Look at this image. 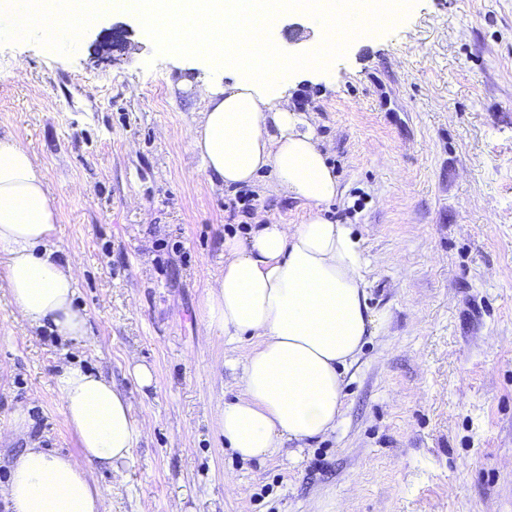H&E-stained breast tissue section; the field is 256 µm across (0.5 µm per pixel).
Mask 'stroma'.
<instances>
[{
	"mask_svg": "<svg viewBox=\"0 0 512 512\" xmlns=\"http://www.w3.org/2000/svg\"><path fill=\"white\" fill-rule=\"evenodd\" d=\"M117 24L126 44L95 55ZM59 31L0 11V136L49 180L90 333H33L0 288V429L25 410L44 447L78 454L52 384L67 357L131 392L142 429L123 478L97 474L104 512H512V0H404L312 70L314 18L273 24L293 67L270 86L315 118L343 191L322 214L361 238L383 322L335 430L247 460L219 413L248 344L205 335L201 314L244 220L189 137L215 72L130 16L78 43Z\"/></svg>",
	"mask_w": 512,
	"mask_h": 512,
	"instance_id": "1",
	"label": "stroma"
}]
</instances>
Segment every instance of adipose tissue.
I'll use <instances>...</instances> for the list:
<instances>
[{"label":"adipose tissue","instance_id":"ef3b65f1","mask_svg":"<svg viewBox=\"0 0 512 512\" xmlns=\"http://www.w3.org/2000/svg\"><path fill=\"white\" fill-rule=\"evenodd\" d=\"M402 0H10L27 29L49 16L81 18L79 40L99 16L131 14L145 28L171 17L174 42L214 68H233L231 82L197 87L204 107L190 129L191 144L211 181L227 188H260L308 206L299 224L256 223L243 239L224 241V271L210 284L203 310L206 335L227 344L250 339L243 353L240 392L225 403L224 439L241 458L274 452L284 441L333 431L342 415L344 373L355 363L379 318L367 304L361 241L348 224L320 207L340 193L310 114L296 111L287 92L269 93L272 72L287 66L274 54L268 25L283 11L329 19L344 10L366 28L396 13ZM57 212L48 180L29 150L0 137V283L15 312L33 331L79 343L89 316L77 303L74 261L56 236ZM61 412L81 458L42 447L26 412L11 423L26 446L0 485L9 512H103L110 492L95 477L121 475L135 462L142 431L131 397L103 374L75 362L54 376Z\"/></svg>","mask_w":512,"mask_h":512}]
</instances>
